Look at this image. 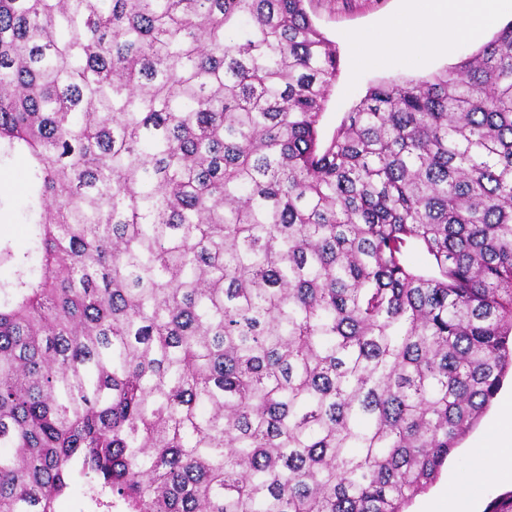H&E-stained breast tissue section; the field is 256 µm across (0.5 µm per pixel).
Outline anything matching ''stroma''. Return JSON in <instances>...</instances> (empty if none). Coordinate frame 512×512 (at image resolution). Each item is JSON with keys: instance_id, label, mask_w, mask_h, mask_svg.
Instances as JSON below:
<instances>
[{"instance_id": "35a3bbf8", "label": "stroma", "mask_w": 512, "mask_h": 512, "mask_svg": "<svg viewBox=\"0 0 512 512\" xmlns=\"http://www.w3.org/2000/svg\"><path fill=\"white\" fill-rule=\"evenodd\" d=\"M409 7L408 0H305V8L316 28L336 47L338 72L330 89L321 120L323 141H330L343 117L369 87L391 80H418L459 63L477 50V42H463L451 51L425 60L411 54L389 55L383 46L390 36V24ZM373 48L369 58H360L359 46ZM27 161L16 155L0 161V243L13 250H25L29 226L25 220L28 183ZM496 410L488 408L478 424L458 444L429 488L437 493L455 482L468 485L480 512L512 495V478L494 471L479 472L468 467L471 453L480 448L485 434L495 424Z\"/></svg>"}]
</instances>
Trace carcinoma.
I'll return each mask as SVG.
<instances>
[{
	"mask_svg": "<svg viewBox=\"0 0 512 512\" xmlns=\"http://www.w3.org/2000/svg\"><path fill=\"white\" fill-rule=\"evenodd\" d=\"M304 2L0 0V512H405L512 370V23L325 144ZM27 161L16 155L0 163V242L15 251H24L29 242V224L25 220L28 183Z\"/></svg>",
	"mask_w": 512,
	"mask_h": 512,
	"instance_id": "obj_1",
	"label": "carcinoma"
}]
</instances>
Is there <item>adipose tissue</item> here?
Wrapping results in <instances>:
<instances>
[{"label": "adipose tissue", "mask_w": 512, "mask_h": 512, "mask_svg": "<svg viewBox=\"0 0 512 512\" xmlns=\"http://www.w3.org/2000/svg\"><path fill=\"white\" fill-rule=\"evenodd\" d=\"M495 0H414V8L392 25L384 47L395 55L443 52L477 38L489 21Z\"/></svg>", "instance_id": "adipose-tissue-1"}]
</instances>
